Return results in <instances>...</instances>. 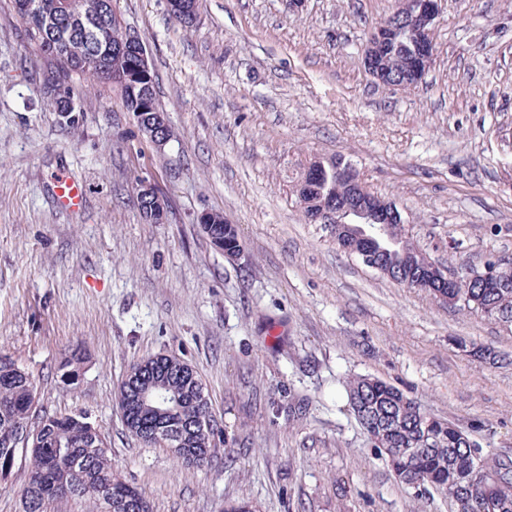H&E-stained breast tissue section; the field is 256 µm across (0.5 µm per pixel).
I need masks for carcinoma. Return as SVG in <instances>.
Here are the masks:
<instances>
[{
  "instance_id": "1",
  "label": "carcinoma",
  "mask_w": 512,
  "mask_h": 512,
  "mask_svg": "<svg viewBox=\"0 0 512 512\" xmlns=\"http://www.w3.org/2000/svg\"><path fill=\"white\" fill-rule=\"evenodd\" d=\"M34 10L20 15L31 40L56 59L47 82L66 84L80 73L96 84L109 83L126 111H161L155 90L154 71H137L136 52L125 48L126 28L117 20L112 0H31ZM176 20L193 22L196 0H167ZM413 36H398L384 44L381 56L389 80L406 89L407 61L416 50ZM327 197L335 211L348 200L345 186L334 181L313 187ZM205 233L227 250L239 247L237 236L213 214ZM377 272L411 285L426 283L432 261L401 245L388 244L372 252ZM444 291L460 311L512 323V267L501 264L493 279L476 276L463 288L429 289L432 297ZM149 370L135 380L148 400L124 405L126 385L118 392L119 408H127L128 431L149 442L150 433L161 430L180 440L185 454L200 465L217 451L222 437L219 423L200 431L196 418L205 412L197 398L196 380L184 372L180 359L168 355L148 358ZM61 378L78 382L79 357L72 355L60 365ZM348 408L366 434L377 456L384 459L398 480L417 497L435 491L448 500L452 512H512V474L494 483L476 477L478 464L500 471L512 464L481 452L480 444L451 422L426 413L397 387L364 374L344 379ZM37 403L35 382L11 357L0 353V466L22 453L28 458V481L21 494L22 512H68L74 501L87 504L88 512H151L138 489L112 469L105 437L80 415L53 413L27 429Z\"/></svg>"
}]
</instances>
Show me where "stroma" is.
Wrapping results in <instances>:
<instances>
[{"mask_svg":"<svg viewBox=\"0 0 512 512\" xmlns=\"http://www.w3.org/2000/svg\"><path fill=\"white\" fill-rule=\"evenodd\" d=\"M396 0H112L146 44L176 136L156 149L112 88L73 75L78 127L47 95L51 61L0 0V350L38 405L84 413L152 512H448L414 497L370 447L342 378L390 382L430 415L512 460V325L458 311L341 251L303 217L294 186L343 155L394 202L449 272L512 263V0H444L434 60L410 90L379 86L363 49ZM82 184V208L51 190ZM169 204L146 222L136 183ZM223 213L244 252L196 217ZM493 349V364L468 355ZM83 348L79 381L58 370ZM190 363L224 441L187 467L127 430L116 395L157 354Z\"/></svg>","mask_w":512,"mask_h":512,"instance_id":"1","label":"stroma"}]
</instances>
